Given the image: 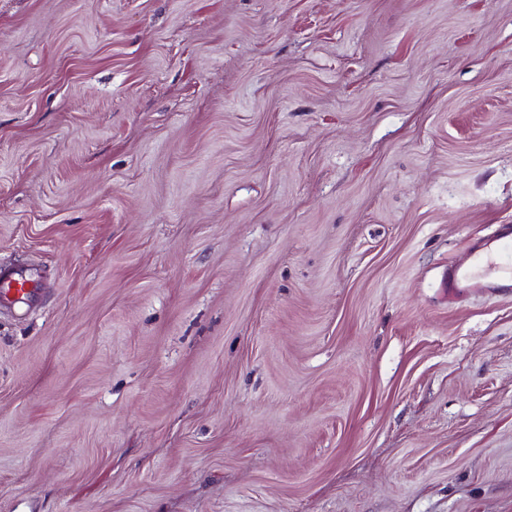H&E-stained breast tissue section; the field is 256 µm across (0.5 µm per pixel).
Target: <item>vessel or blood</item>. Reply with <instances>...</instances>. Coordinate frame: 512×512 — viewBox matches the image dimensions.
Listing matches in <instances>:
<instances>
[{
	"mask_svg": "<svg viewBox=\"0 0 512 512\" xmlns=\"http://www.w3.org/2000/svg\"><path fill=\"white\" fill-rule=\"evenodd\" d=\"M449 297L483 292L512 294V225H501L498 234L472 243L466 265H452L443 282Z\"/></svg>",
	"mask_w": 512,
	"mask_h": 512,
	"instance_id": "vessel-or-blood-1",
	"label": "vessel or blood"
}]
</instances>
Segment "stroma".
<instances>
[{"mask_svg": "<svg viewBox=\"0 0 512 512\" xmlns=\"http://www.w3.org/2000/svg\"><path fill=\"white\" fill-rule=\"evenodd\" d=\"M512 0H0V512H512ZM443 288L449 298L476 292L511 295L512 225L502 224L496 236L473 242L465 266H448Z\"/></svg>", "mask_w": 512, "mask_h": 512, "instance_id": "stroma-1", "label": "stroma"}]
</instances>
